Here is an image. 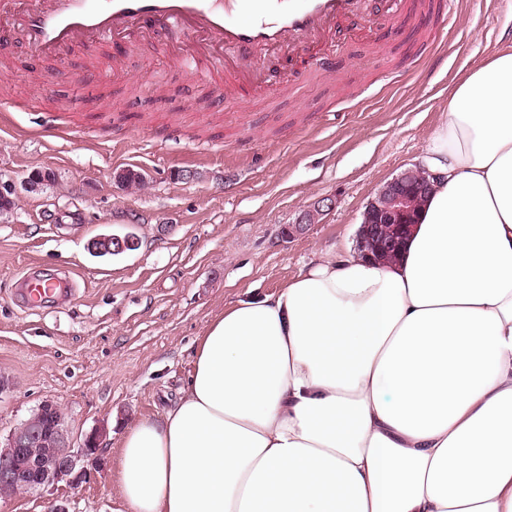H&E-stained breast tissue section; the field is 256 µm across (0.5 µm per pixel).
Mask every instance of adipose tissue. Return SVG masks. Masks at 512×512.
Returning a JSON list of instances; mask_svg holds the SVG:
<instances>
[{"mask_svg": "<svg viewBox=\"0 0 512 512\" xmlns=\"http://www.w3.org/2000/svg\"><path fill=\"white\" fill-rule=\"evenodd\" d=\"M396 262L225 308L124 434L116 512H512V44L448 90Z\"/></svg>", "mask_w": 512, "mask_h": 512, "instance_id": "obj_1", "label": "adipose tissue"}]
</instances>
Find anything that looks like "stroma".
Returning <instances> with one entry per match:
<instances>
[{"mask_svg": "<svg viewBox=\"0 0 512 512\" xmlns=\"http://www.w3.org/2000/svg\"><path fill=\"white\" fill-rule=\"evenodd\" d=\"M381 50L338 36L336 75L289 83L299 61L268 72L266 88L203 102L164 39L114 50L78 44L32 62L6 59L14 89L0 114V180L35 170L53 185L21 192L0 217V442L41 404L62 412L74 443L102 430L89 481L0 498V512H113L127 427L157 418L186 385L199 337L225 307L284 287L322 252L355 242L368 201L415 167L440 126L448 88L512 40V0H451L448 38L413 62L410 30L386 25ZM118 60L106 85L92 60ZM147 180L124 189L115 172ZM191 170L198 180L176 181ZM335 206L282 239L319 198ZM134 232L139 249L99 257L90 242ZM54 273L70 292L28 309L23 275Z\"/></svg>", "mask_w": 512, "mask_h": 512, "instance_id": "obj_1", "label": "stroma"}]
</instances>
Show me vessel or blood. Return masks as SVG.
Segmentation results:
<instances>
[{"mask_svg":"<svg viewBox=\"0 0 512 512\" xmlns=\"http://www.w3.org/2000/svg\"><path fill=\"white\" fill-rule=\"evenodd\" d=\"M388 15L412 20L416 49L427 53L437 34L430 25L446 0H380ZM364 0H0V40L18 39L34 60L65 54L78 43L127 47L161 32L176 64L200 82L214 73L235 85L262 87L257 52L307 51L311 70L335 72L327 41L354 21Z\"/></svg>","mask_w":512,"mask_h":512,"instance_id":"vessel-or-blood-1","label":"vessel or blood"}]
</instances>
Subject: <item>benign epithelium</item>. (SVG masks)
Instances as JSON below:
<instances>
[{"mask_svg": "<svg viewBox=\"0 0 512 512\" xmlns=\"http://www.w3.org/2000/svg\"><path fill=\"white\" fill-rule=\"evenodd\" d=\"M53 181V172L38 170L24 181V189L36 192ZM431 188V175L420 167L407 169L384 183L365 207L364 220L358 229V249L376 260L381 253L402 247ZM331 207V199L317 200L292 223V230L298 234L303 232L307 226L318 223ZM96 244L100 245V252L121 253L138 246L139 241L112 235L99 238ZM58 424L55 448L46 454L38 451L43 445L38 418L27 419L10 432L6 443L0 447V489L32 493L60 482L77 485L90 477V466L96 463L101 451V433L89 434L76 447L63 417H58ZM22 456L29 458L25 469L16 465V460Z\"/></svg>", "mask_w": 512, "mask_h": 512, "instance_id": "1", "label": "benign epithelium"}]
</instances>
